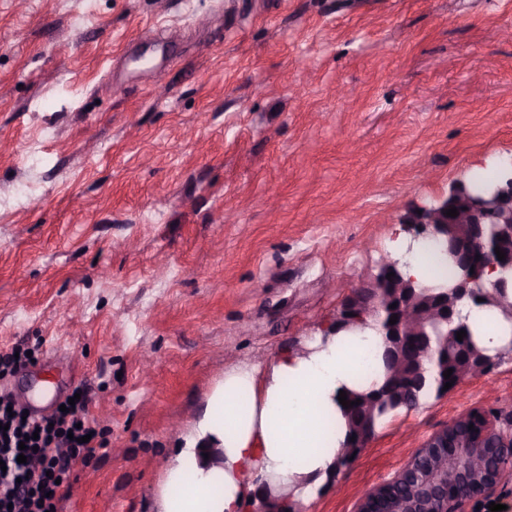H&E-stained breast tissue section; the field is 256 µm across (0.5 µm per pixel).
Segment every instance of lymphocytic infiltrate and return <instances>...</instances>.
<instances>
[{"label":"lymphocytic infiltrate","instance_id":"obj_1","mask_svg":"<svg viewBox=\"0 0 512 512\" xmlns=\"http://www.w3.org/2000/svg\"><path fill=\"white\" fill-rule=\"evenodd\" d=\"M79 401L41 420L27 418L13 398L0 394V512H52L72 487V466L93 457L106 442L89 422L90 398L77 385Z\"/></svg>","mask_w":512,"mask_h":512}]
</instances>
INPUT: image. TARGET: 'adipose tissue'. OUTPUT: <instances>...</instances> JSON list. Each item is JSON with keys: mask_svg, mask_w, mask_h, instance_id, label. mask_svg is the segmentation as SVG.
<instances>
[{"mask_svg": "<svg viewBox=\"0 0 512 512\" xmlns=\"http://www.w3.org/2000/svg\"><path fill=\"white\" fill-rule=\"evenodd\" d=\"M427 246L398 228L385 241L404 278L431 286L444 271ZM462 311L479 323L476 342L488 354L512 349V324L496 309L468 303ZM382 349L375 329L318 331L267 366L225 370L165 468L158 512H272L288 490L295 501L314 502L346 441L339 393L372 385L374 374L355 369Z\"/></svg>", "mask_w": 512, "mask_h": 512, "instance_id": "ef3b65f1", "label": "adipose tissue"}]
</instances>
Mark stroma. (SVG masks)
<instances>
[{
    "mask_svg": "<svg viewBox=\"0 0 512 512\" xmlns=\"http://www.w3.org/2000/svg\"><path fill=\"white\" fill-rule=\"evenodd\" d=\"M512 156V0H0V350L85 383L62 512H156L226 369L300 346L415 206ZM512 358L384 424L304 512H356Z\"/></svg>",
    "mask_w": 512,
    "mask_h": 512,
    "instance_id": "35a3bbf8",
    "label": "stroma"
}]
</instances>
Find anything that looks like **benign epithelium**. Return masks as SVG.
Returning <instances> with one entry per match:
<instances>
[{
    "instance_id": "benign-epithelium-1",
    "label": "benign epithelium",
    "mask_w": 512,
    "mask_h": 512,
    "mask_svg": "<svg viewBox=\"0 0 512 512\" xmlns=\"http://www.w3.org/2000/svg\"><path fill=\"white\" fill-rule=\"evenodd\" d=\"M452 207L457 209L458 216L446 215ZM488 224L496 225L498 237L487 233ZM401 225L413 239L429 233L441 237L448 254L464 272L453 287L438 294L425 295L410 280L391 284L397 292L384 296L385 317L381 326L387 363L391 368L398 367L408 338H413L423 349H429L422 324L450 323L458 314L459 304L482 297L478 291L479 278L471 271L479 273L488 268L512 267V253L500 261L495 252L499 241L512 239V159L499 166L498 180L489 194L482 197L465 195L455 182L450 185L447 196L413 210ZM361 292V288L351 290L332 322L334 330H344L365 319L368 307L361 300ZM394 315L398 319L391 325L389 320ZM463 422L473 425V429L459 436L458 421L455 420L431 436L417 452L435 453L444 448H456L465 458L503 449L495 457L491 470L473 474L466 463L456 466L450 460L448 469L420 475L408 465L366 493L357 512H368V504L378 497L386 499V512H464L468 502L497 485L506 471H512V428L499 427L496 419L478 409L465 415ZM404 478L411 483L410 494L400 499L392 498L389 486Z\"/></svg>"
}]
</instances>
